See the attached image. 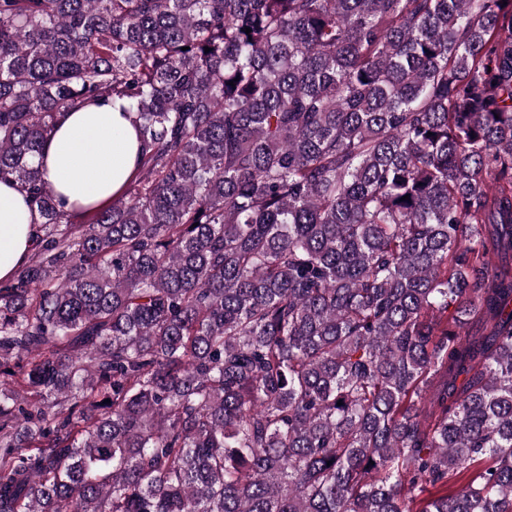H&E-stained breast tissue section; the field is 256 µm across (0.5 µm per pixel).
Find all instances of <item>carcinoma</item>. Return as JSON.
<instances>
[{"mask_svg":"<svg viewBox=\"0 0 512 512\" xmlns=\"http://www.w3.org/2000/svg\"><path fill=\"white\" fill-rule=\"evenodd\" d=\"M3 180L0 512H512V0H0ZM139 154L129 115L118 103L99 102L66 112L36 162L64 210L85 219L135 178ZM15 182L0 181V280L13 278L35 247L34 214Z\"/></svg>","mask_w":512,"mask_h":512,"instance_id":"cac0c4a2","label":"carcinoma"}]
</instances>
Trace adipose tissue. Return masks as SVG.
<instances>
[{"mask_svg": "<svg viewBox=\"0 0 512 512\" xmlns=\"http://www.w3.org/2000/svg\"><path fill=\"white\" fill-rule=\"evenodd\" d=\"M140 144L119 104L99 102L66 112L37 163L64 209L78 219L111 203L135 178ZM34 214L16 183L0 181V280L13 278L35 247Z\"/></svg>", "mask_w": 512, "mask_h": 512, "instance_id": "adipose-tissue-1", "label": "adipose tissue"}]
</instances>
